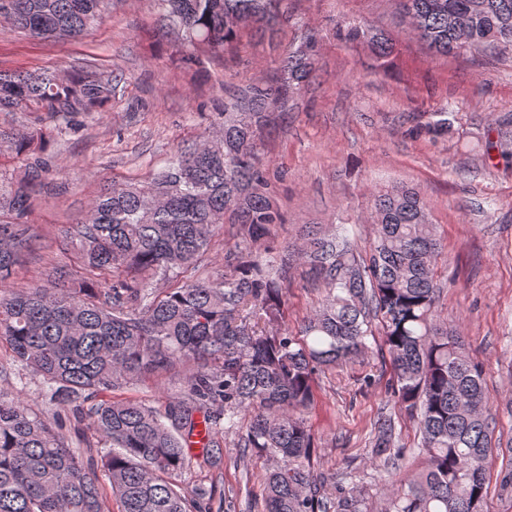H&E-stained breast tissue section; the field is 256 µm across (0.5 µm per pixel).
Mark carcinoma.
Here are the masks:
<instances>
[{
    "instance_id": "1",
    "label": "carcinoma",
    "mask_w": 512,
    "mask_h": 512,
    "mask_svg": "<svg viewBox=\"0 0 512 512\" xmlns=\"http://www.w3.org/2000/svg\"><path fill=\"white\" fill-rule=\"evenodd\" d=\"M0 17L36 38L76 39L102 20L104 0H9ZM283 0H157L181 36L178 60L231 45L241 29L274 35L289 20ZM412 19L405 35L431 56L491 49L512 53V0H398ZM347 47L365 44L386 71L397 36L355 19L336 20ZM280 59V76L257 78L224 102L219 136L180 148L167 168L145 184L106 188L69 231L84 272L57 282L15 289L19 255L32 246L22 221L28 190L57 173L38 155L44 137H14L16 155H34L21 186L3 198L16 221L0 223V341L15 361L39 375L55 407L86 423L103 450L109 485L59 431L21 396L0 395V512H212L210 492L174 483L192 464L187 441L201 415L208 437L202 463L220 465L216 435L223 419L248 416L240 447L273 462L265 477V512H368L356 486L328 492L312 470L313 434L305 414L315 401V375L368 351L372 322L394 371L397 403L418 426L424 468L393 485L381 512H484L486 468L495 450L484 372L460 337L437 323L440 286L434 262L440 243L426 200L394 188L373 199L374 238L361 253L347 234H313L297 253L262 263L247 249L224 253V272L155 294L152 277L195 266L228 216L241 242L268 235L284 217L273 199L257 150L265 112L302 94L318 43ZM84 63L60 77L48 71L0 73V112H50L65 122L112 102L122 74ZM417 128L448 132V112ZM305 260L324 288L318 308L298 332L285 325V282L293 258ZM198 363L181 399L164 408L114 401L112 392L177 364ZM376 468L401 472L391 424L380 423L371 448Z\"/></svg>"
}]
</instances>
